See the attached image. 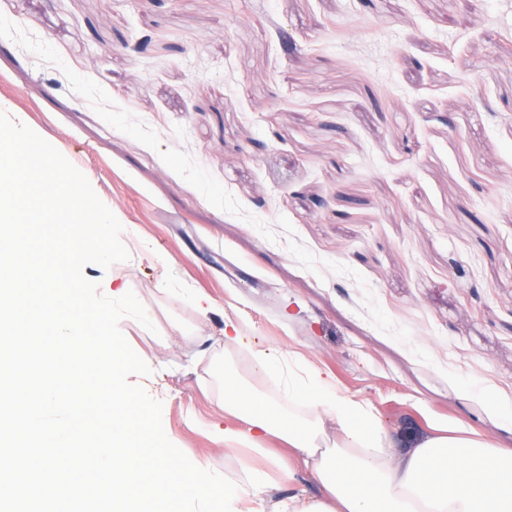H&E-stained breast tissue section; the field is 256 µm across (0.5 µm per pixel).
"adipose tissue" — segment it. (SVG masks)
<instances>
[{"label":"adipose tissue","instance_id":"ef3b65f1","mask_svg":"<svg viewBox=\"0 0 512 512\" xmlns=\"http://www.w3.org/2000/svg\"><path fill=\"white\" fill-rule=\"evenodd\" d=\"M257 365L289 400L335 418L340 440L336 448L318 450L317 425L257 405L242 389L225 397V414L245 424L225 427V447L245 444L258 452L266 438H278L320 481V499L292 497L270 512H405L408 502L425 503L427 512H512V448L438 435L394 456L383 450L367 404L341 398L319 375L304 378L286 369L276 354L259 356Z\"/></svg>","mask_w":512,"mask_h":512}]
</instances>
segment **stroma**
<instances>
[{
	"label": "stroma",
	"mask_w": 512,
	"mask_h": 512,
	"mask_svg": "<svg viewBox=\"0 0 512 512\" xmlns=\"http://www.w3.org/2000/svg\"><path fill=\"white\" fill-rule=\"evenodd\" d=\"M0 108L128 229L84 274L145 307L130 381L191 462L320 495L280 440L224 446L269 349L387 452L512 448V0H0Z\"/></svg>",
	"instance_id": "35a3bbf8"
}]
</instances>
